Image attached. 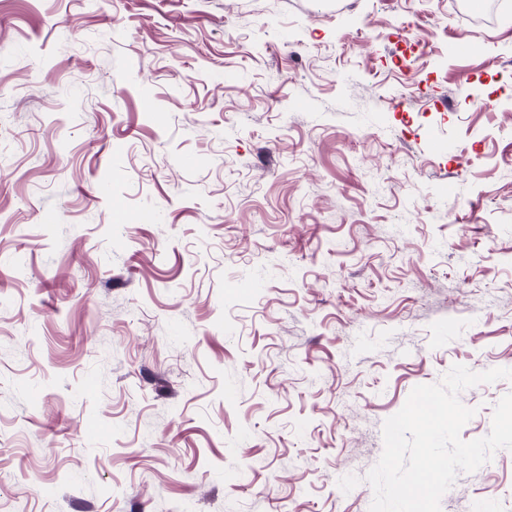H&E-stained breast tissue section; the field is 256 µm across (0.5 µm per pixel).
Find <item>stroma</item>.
I'll return each mask as SVG.
<instances>
[{
    "instance_id": "stroma-1",
    "label": "stroma",
    "mask_w": 512,
    "mask_h": 512,
    "mask_svg": "<svg viewBox=\"0 0 512 512\" xmlns=\"http://www.w3.org/2000/svg\"><path fill=\"white\" fill-rule=\"evenodd\" d=\"M460 3L0 0V512H369L412 389L512 369V0Z\"/></svg>"
}]
</instances>
